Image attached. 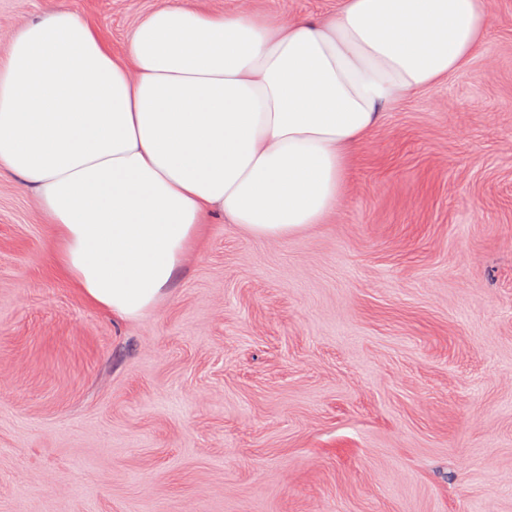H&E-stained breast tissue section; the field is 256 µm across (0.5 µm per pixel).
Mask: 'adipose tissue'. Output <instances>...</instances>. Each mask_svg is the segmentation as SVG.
<instances>
[{"instance_id":"obj_1","label":"adipose tissue","mask_w":512,"mask_h":512,"mask_svg":"<svg viewBox=\"0 0 512 512\" xmlns=\"http://www.w3.org/2000/svg\"><path fill=\"white\" fill-rule=\"evenodd\" d=\"M493 22L484 0L291 19L168 0L117 53L62 6L0 56V174L35 190L87 300L135 319L209 215L277 239L323 223L385 113L461 69Z\"/></svg>"}]
</instances>
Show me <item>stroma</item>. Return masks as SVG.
Segmentation results:
<instances>
[{
  "instance_id": "1",
  "label": "stroma",
  "mask_w": 512,
  "mask_h": 512,
  "mask_svg": "<svg viewBox=\"0 0 512 512\" xmlns=\"http://www.w3.org/2000/svg\"><path fill=\"white\" fill-rule=\"evenodd\" d=\"M165 2L0 0V56L62 5L119 51ZM486 5L478 54L386 113L326 223L212 215L141 318L55 272L0 175V512H512V0Z\"/></svg>"
}]
</instances>
